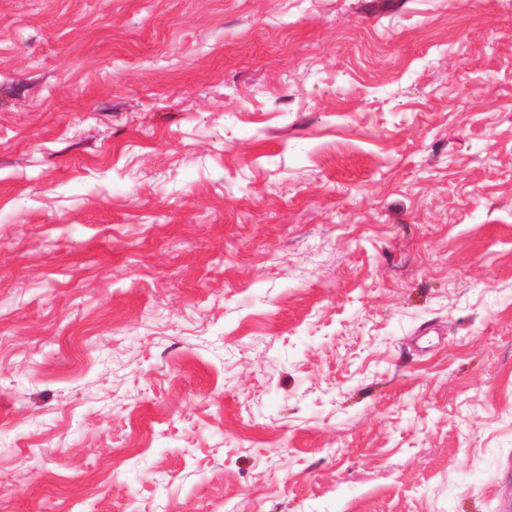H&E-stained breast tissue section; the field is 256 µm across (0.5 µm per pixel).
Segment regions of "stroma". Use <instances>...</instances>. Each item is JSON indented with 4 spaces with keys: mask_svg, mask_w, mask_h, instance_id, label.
I'll return each mask as SVG.
<instances>
[{
    "mask_svg": "<svg viewBox=\"0 0 512 512\" xmlns=\"http://www.w3.org/2000/svg\"><path fill=\"white\" fill-rule=\"evenodd\" d=\"M512 503V0H0V512Z\"/></svg>",
    "mask_w": 512,
    "mask_h": 512,
    "instance_id": "obj_1",
    "label": "stroma"
}]
</instances>
